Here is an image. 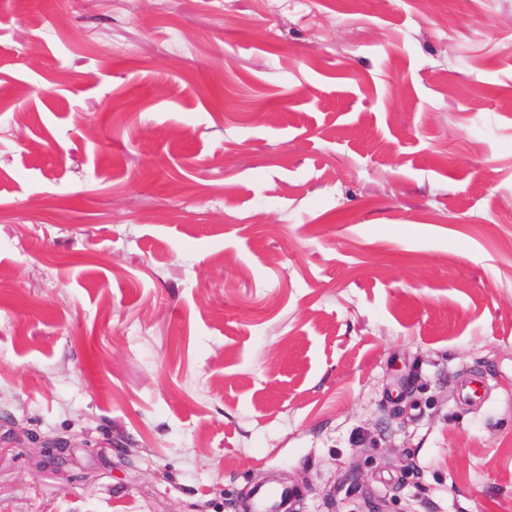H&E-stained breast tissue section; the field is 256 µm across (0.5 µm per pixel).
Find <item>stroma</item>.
I'll use <instances>...</instances> for the list:
<instances>
[{
  "label": "stroma",
  "instance_id": "stroma-1",
  "mask_svg": "<svg viewBox=\"0 0 512 512\" xmlns=\"http://www.w3.org/2000/svg\"><path fill=\"white\" fill-rule=\"evenodd\" d=\"M508 214L512 0H0V512H512ZM71 443L64 439H55L42 443L43 462L48 467L61 468L68 462L72 455Z\"/></svg>",
  "mask_w": 512,
  "mask_h": 512
}]
</instances>
